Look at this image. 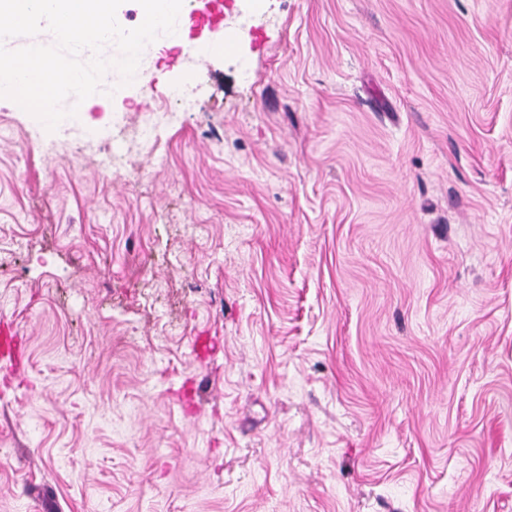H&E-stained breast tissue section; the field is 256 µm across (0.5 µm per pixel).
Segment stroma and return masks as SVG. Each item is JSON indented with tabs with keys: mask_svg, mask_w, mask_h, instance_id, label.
Here are the masks:
<instances>
[{
	"mask_svg": "<svg viewBox=\"0 0 512 512\" xmlns=\"http://www.w3.org/2000/svg\"><path fill=\"white\" fill-rule=\"evenodd\" d=\"M224 14L0 98V512H512V0ZM0 366L4 371H17L22 362L23 344L13 327L2 321L0 328Z\"/></svg>",
	"mask_w": 512,
	"mask_h": 512,
	"instance_id": "obj_1",
	"label": "stroma"
}]
</instances>
